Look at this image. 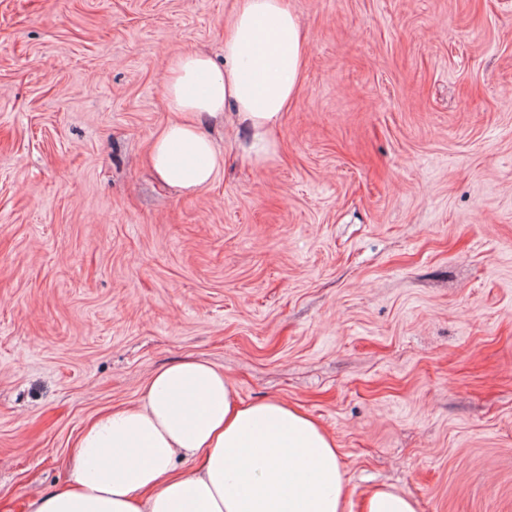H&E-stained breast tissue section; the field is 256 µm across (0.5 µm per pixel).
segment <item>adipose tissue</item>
<instances>
[{
	"mask_svg": "<svg viewBox=\"0 0 512 512\" xmlns=\"http://www.w3.org/2000/svg\"><path fill=\"white\" fill-rule=\"evenodd\" d=\"M308 42L287 0H236L223 65L197 51L169 57L163 101L180 118L152 143L158 177L187 192L211 182L221 157L202 125L229 105L245 133L243 157L267 166ZM179 458L200 465L178 473ZM350 495L336 444L318 423L281 400L237 401L222 370L186 359L157 370L139 403L87 425L67 483L27 512H345Z\"/></svg>",
	"mask_w": 512,
	"mask_h": 512,
	"instance_id": "adipose-tissue-1",
	"label": "adipose tissue"
}]
</instances>
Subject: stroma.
I'll list each match as a JSON object with an SVG mask.
<instances>
[{"mask_svg": "<svg viewBox=\"0 0 512 512\" xmlns=\"http://www.w3.org/2000/svg\"><path fill=\"white\" fill-rule=\"evenodd\" d=\"M234 0H0V512L158 368L223 369L336 441L362 512H512V0H288L311 40L252 168L148 164L168 57ZM364 512H418L417 502L391 487H379L363 499Z\"/></svg>", "mask_w": 512, "mask_h": 512, "instance_id": "stroma-1", "label": "stroma"}]
</instances>
